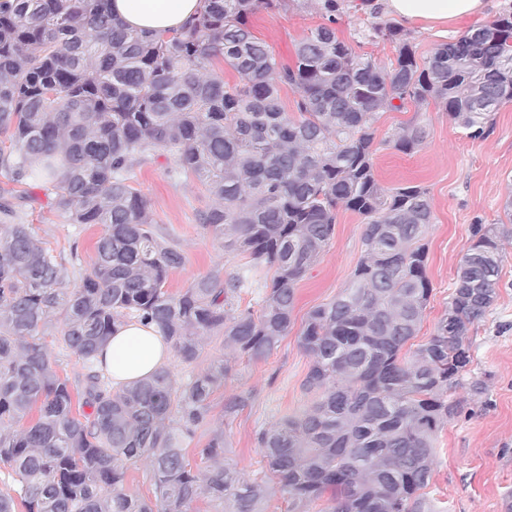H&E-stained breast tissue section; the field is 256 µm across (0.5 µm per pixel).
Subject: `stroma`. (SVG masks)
<instances>
[{
    "mask_svg": "<svg viewBox=\"0 0 512 512\" xmlns=\"http://www.w3.org/2000/svg\"><path fill=\"white\" fill-rule=\"evenodd\" d=\"M512 0H486L482 15L451 21L447 35L411 29L419 58L429 57L436 45L490 23ZM323 22L321 14L301 5L276 12L260 10L247 24L276 58L293 63L294 46ZM425 125L428 137L412 154L386 146L385 140L410 119ZM493 124L485 138L465 136L447 114L435 106L406 103L398 111L383 113L376 124L381 145L375 164L385 188L420 185L430 192L434 220L429 227L427 275L433 291L415 344L431 336L452 291L457 265L470 243L475 224L504 222V203L512 197V102L492 114ZM134 185L148 199L159 227L187 257L184 269L168 279L169 291L188 286L194 276L223 265L233 272L244 266L242 257L225 252L200 227L197 215L213 199L192 175L173 178L165 160L137 170ZM10 203L19 219L33 228L36 238L54 255L69 258L78 250L83 266L95 259L94 243L102 225L79 226L53 210L44 190L13 182L0 172V203ZM363 219L339 210L334 235L321 258L297 285L293 325L277 349L263 361L233 359L223 387L212 396V408L194 438L183 447H203L209 435L223 429L224 460L247 480L259 478L260 450L257 431L279 423L288 415L307 409L313 396L302 387L310 359L299 345L308 312L334 299L346 288L362 254ZM502 276L498 297L485 317L467 332L473 362L451 398L458 413L440 433L436 468L427 489L436 512H512V236L501 240ZM246 393L248 407L236 417L224 416V401Z\"/></svg>",
    "mask_w": 512,
    "mask_h": 512,
    "instance_id": "1",
    "label": "stroma"
}]
</instances>
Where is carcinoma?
I'll return each instance as SVG.
<instances>
[{
    "label": "carcinoma",
    "mask_w": 512,
    "mask_h": 512,
    "mask_svg": "<svg viewBox=\"0 0 512 512\" xmlns=\"http://www.w3.org/2000/svg\"><path fill=\"white\" fill-rule=\"evenodd\" d=\"M202 2L180 30L144 34L125 28L108 0H0V169L50 185L68 223L105 226L93 264L72 280L32 227L0 207V464L13 480L0 489V512H191L205 498L220 512H266L278 492L288 512L322 500L320 512H434L424 489L435 442L457 414L449 392L471 362L469 326L498 296L508 229L472 225L448 307L427 342L407 349L432 292L424 240L433 211L423 186L380 185L375 124L409 99L485 137L490 114L512 100V12L421 63L401 28L372 22L369 41L396 53L381 66L336 37L345 0H315L326 23L287 65L247 18L292 0ZM284 87L298 93L292 115ZM426 138L411 122L385 143L411 154ZM161 156L173 159L170 176L194 175L215 199L199 222L247 259L243 268L216 265L168 291L186 257L133 186L136 170ZM341 207L363 218L362 255L299 336L312 405L256 435L270 478L247 481L224 465L222 429L192 463L182 440L208 416L229 360L214 357L185 382L164 366L114 387L96 367L100 347L137 319L155 323L188 366L206 336L234 357L266 359L291 329L296 286L329 245ZM265 268L273 277L256 282ZM255 286L257 313L239 305ZM49 335L84 373L60 375ZM75 396L91 412H74ZM248 403L230 396L224 416ZM142 462L155 487L148 501L127 487Z\"/></svg>",
    "instance_id": "cac0c4a2"
}]
</instances>
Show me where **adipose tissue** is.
<instances>
[{"mask_svg":"<svg viewBox=\"0 0 512 512\" xmlns=\"http://www.w3.org/2000/svg\"><path fill=\"white\" fill-rule=\"evenodd\" d=\"M385 13L404 24L429 28L481 13L484 0H379ZM201 0H110L113 15L134 31L163 33L179 28L201 8ZM170 348L155 325L133 321L114 330L96 365L113 384L150 376L164 365Z\"/></svg>","mask_w":512,"mask_h":512,"instance_id":"adipose-tissue-1","label":"adipose tissue"}]
</instances>
